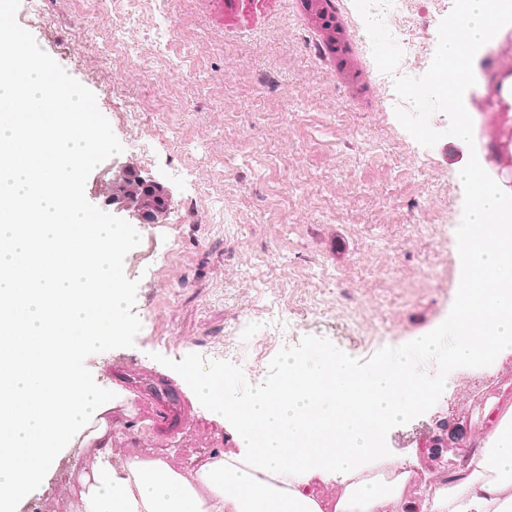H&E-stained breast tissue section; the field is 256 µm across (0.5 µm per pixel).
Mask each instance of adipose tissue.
I'll return each instance as SVG.
<instances>
[{
    "mask_svg": "<svg viewBox=\"0 0 512 512\" xmlns=\"http://www.w3.org/2000/svg\"><path fill=\"white\" fill-rule=\"evenodd\" d=\"M11 9L0 0V512H15L59 450L77 444L94 461L78 476L75 512H386L410 477L377 474L387 432L447 385L416 372L412 356L485 371L512 353V252L500 248L512 241V196L483 180L481 158L464 169L480 176L482 200L459 227L461 282L447 323L363 373L321 349L288 357L280 382L243 404L186 367L182 385L221 413L238 451L195 456L187 469L163 454L113 465L106 414L118 400L86 387L76 357L122 334L114 255L135 239L82 206L73 180L100 146L96 114L77 88L18 54L26 37ZM482 422V448L422 512H512V407L492 400ZM320 482L336 483V494L320 497Z\"/></svg>",
    "mask_w": 512,
    "mask_h": 512,
    "instance_id": "adipose-tissue-1",
    "label": "adipose tissue"
}]
</instances>
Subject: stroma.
Wrapping results in <instances>:
<instances>
[{"mask_svg": "<svg viewBox=\"0 0 512 512\" xmlns=\"http://www.w3.org/2000/svg\"><path fill=\"white\" fill-rule=\"evenodd\" d=\"M85 9L83 0H13L10 21L26 35L24 53L94 104L101 145L77 191L102 223L124 225L137 241L116 257L123 334L76 359L86 385L107 397L116 358L136 369V385L108 414L113 448L167 450L183 466L197 452L235 448L215 409L179 384L186 366L222 377L225 400L244 403L278 383L288 356L323 349L361 372L454 310L458 254L443 234L462 217L467 151L423 147L402 127L366 32L347 31L361 71L354 84L314 56L324 33L304 0H165L159 11L122 0L113 25L84 18ZM117 30L136 31L138 44L131 61L107 65L102 49ZM492 60L484 54L469 99L474 144L497 173L512 164V146L496 135L504 113L485 109ZM124 112L150 128L168 116L180 134L131 147ZM128 169L167 189L160 223H139L133 204L111 200ZM173 240L177 251L155 266ZM429 268L437 280L423 277ZM251 315L253 332L237 338L240 368L212 347ZM271 319L303 327L264 345ZM504 394L512 354L489 372L459 368L424 410L389 429L390 456L412 464L417 485L452 477L478 445L480 411ZM85 465L76 449H61L17 512H64Z\"/></svg>", "mask_w": 512, "mask_h": 512, "instance_id": "stroma-1", "label": "stroma"}]
</instances>
